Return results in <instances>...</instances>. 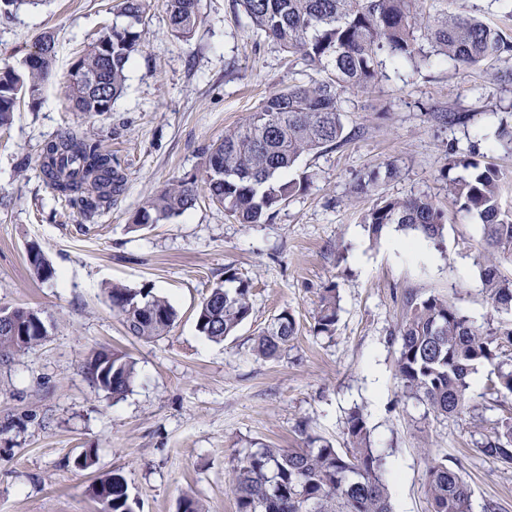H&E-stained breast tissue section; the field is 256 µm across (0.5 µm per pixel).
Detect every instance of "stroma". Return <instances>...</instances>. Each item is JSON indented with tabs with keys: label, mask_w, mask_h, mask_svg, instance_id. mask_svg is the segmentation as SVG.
Listing matches in <instances>:
<instances>
[{
	"label": "stroma",
	"mask_w": 512,
	"mask_h": 512,
	"mask_svg": "<svg viewBox=\"0 0 512 512\" xmlns=\"http://www.w3.org/2000/svg\"><path fill=\"white\" fill-rule=\"evenodd\" d=\"M117 3L40 0L0 14V69L19 66L43 34L57 47L37 104L21 102L0 129V307L34 309L49 323L45 342L0 363V512H100L88 487L93 473L111 471L126 479L136 512H179L186 495L208 512H236L232 470L253 443L301 448L311 436L345 450L346 418L356 408L387 456L393 512H429L431 448L459 469L473 512L490 502L512 512V464L474 447L512 409V393H488L483 366L471 413L435 418L402 395L396 377L392 332L407 291L443 296L479 323L491 314L478 271L479 224L454 214L442 247L402 251L405 232L392 226L375 240L361 222L376 197L351 194L359 176L391 161L401 176L382 195H426L452 211L443 175L450 150L512 123V58L469 68L387 63L376 82L342 96L355 138L296 163L294 174L314 175L307 191L272 223L240 224L207 199L206 150L270 92L309 72L258 34L234 0H199L201 23L187 37L172 32L164 0H150L122 96L111 112L86 116L66 98L67 72L111 27ZM460 7L512 27L504 0L421 2L433 17ZM436 112L469 120L444 128ZM68 128L103 137L125 175L121 195L91 222L40 172L44 144ZM189 177L196 207L129 231L149 197ZM32 242L54 279L35 277ZM228 266L251 282L253 310L233 336L213 342L197 332L194 313ZM115 282L166 298L178 314L170 331L151 340L128 335L107 295ZM332 282L340 311L329 337L314 326L320 290ZM285 310L296 335L278 357H256L255 337ZM102 347L136 363L121 398L85 374V359ZM89 448L97 453L91 472L77 465Z\"/></svg>",
	"instance_id": "obj_1"
}]
</instances>
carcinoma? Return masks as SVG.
Listing matches in <instances>:
<instances>
[{
	"mask_svg": "<svg viewBox=\"0 0 512 512\" xmlns=\"http://www.w3.org/2000/svg\"><path fill=\"white\" fill-rule=\"evenodd\" d=\"M171 30L193 33L200 24L197 0H165ZM253 28L299 58L319 78L298 80L270 93L257 111L224 133L208 152L204 182L208 200L241 224L271 222L279 209L303 193L312 175L287 176L305 154L346 145L353 137L342 121L340 94L378 80L387 60L426 62L433 57L458 67L475 66L512 52V33L466 11L446 15L435 24L418 11L417 0H238ZM148 0H120L124 23L105 31L72 65L67 92L73 108L89 116L112 111L123 93L128 67L139 53ZM55 43L49 35L36 42L17 69L0 70V128L11 123L22 99L34 105L53 72ZM476 145L448 158V194L457 211L481 226L484 254L479 276L491 300L492 314L481 324L435 294L409 292L394 330L398 343L397 376L402 394L435 416H462L471 409L470 376L491 366L487 389L512 393V277L501 272L512 261V213L500 203L499 169L481 162ZM40 171L49 186L88 220L112 205L125 178L113 165L112 152L100 138L67 131L42 150ZM399 177L386 163L360 176L359 196L375 192ZM192 178L172 183L148 199L128 228L139 231L185 213L198 203ZM361 222L372 238L394 225L440 246L448 214L427 196L387 197L366 210ZM35 276L56 275L42 250L31 246ZM251 283L235 269L224 268V284L211 288L195 316L197 331L212 341L233 335L252 313ZM112 311L127 332L142 340L171 328L176 311L150 288L122 284L108 288ZM338 288H322L316 332L333 335L338 322ZM9 331L0 330V360L48 338L41 313L8 307ZM293 315L282 311L256 338L254 351L274 358L296 335ZM84 370L99 390L119 398L135 379V363L123 353L93 351ZM349 447L338 451L327 441L310 440L309 448H271L246 453L232 476L236 512H393L386 480L387 456L372 447L364 413L356 408L346 422ZM486 458L512 463V417L476 442ZM431 512H472L471 489L459 470L437 460L428 468ZM90 494L102 512H135L127 484L117 473L100 474Z\"/></svg>",
	"mask_w": 512,
	"mask_h": 512,
	"instance_id": "obj_1",
	"label": "carcinoma"
}]
</instances>
